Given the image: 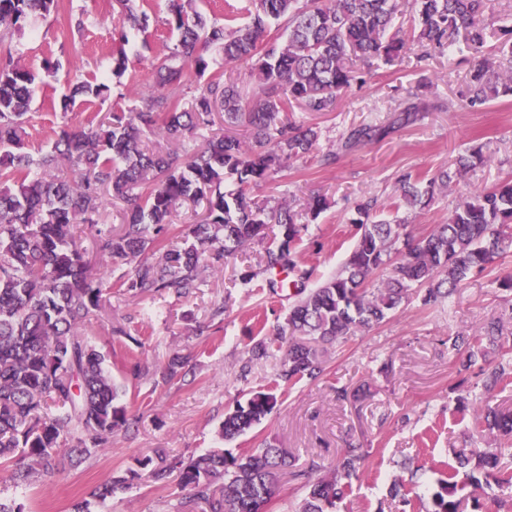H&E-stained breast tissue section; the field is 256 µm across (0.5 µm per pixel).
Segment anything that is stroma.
<instances>
[{
    "label": "stroma",
    "mask_w": 512,
    "mask_h": 512,
    "mask_svg": "<svg viewBox=\"0 0 512 512\" xmlns=\"http://www.w3.org/2000/svg\"><path fill=\"white\" fill-rule=\"evenodd\" d=\"M59 4L58 12L29 23L23 34L5 38L32 69H40L47 57L61 63L54 78L36 85L27 126V150L35 157L50 150L59 126L86 127L115 107L133 104L151 81L152 59L170 42L164 24L167 0H138L137 9L150 17L145 33L128 28L114 0ZM77 19L83 20V29L74 28ZM397 23L409 39L403 59L391 64L371 61L367 84L349 88L335 111L320 114L296 107L291 117L317 127L320 146L326 150L336 149L352 126L387 124L407 99L427 105V112L382 141L338 152L334 165L325 167L314 159L289 163L270 184L255 191L258 198L284 197L298 207L313 191L326 194L329 207L311 222L296 254L300 266L313 270L318 281L340 268L355 243L351 219L356 203L369 196L382 201L393 197L401 173H436L477 146L492 158L436 194L429 206L386 212V219L404 220L408 232L418 238L446 223L470 190L512 177V97L470 110L461 93L472 58L445 52L417 68L419 47L412 40L411 14L399 15ZM122 29L128 35L124 47L129 65L118 78L112 73L113 55ZM86 79L108 83L112 95L103 101L80 100L73 110L61 112L62 94ZM263 252L258 243L244 247L222 272L209 277L201 293L186 300L107 295L87 333L105 353L122 387L119 401L137 416L136 426L115 433L106 449L81 462L64 463L55 476L27 486H15L0 469V500L21 502L27 512H71L81 502L87 503L88 512H175L184 489L156 486L145 473L115 497L100 501L91 493L133 466L135 458L157 448L187 458L221 445L236 454L267 442L287 449L298 463L312 459L327 469L352 443L365 448L368 456L350 495L337 503L335 512H395L389 490L401 480L409 484L414 512H429L453 449L471 443L495 447L493 436L475 430V408L483 400L512 407V387L490 394L475 389L467 407L458 409L459 368L466 353L452 343L457 335L480 331L496 318L504 326L505 343L512 346V293L496 285L498 279L512 276V252L491 272L464 281L454 296L432 305L411 296L371 330L330 348L320 380L282 391L276 408L260 425L222 443L218 429L225 413L251 393L271 388L283 360L278 350L267 361L248 363V349L258 334H271L284 324L292 303L291 289L270 293L265 275L259 274ZM246 271L254 278L245 286L240 275ZM220 304L226 307L223 321H211L212 309ZM200 324L208 325V335H196ZM118 325L142 330L141 343L118 342L111 333ZM176 352L189 355L187 374L162 383V366ZM386 362L390 372L380 373ZM134 366L139 375L131 374ZM364 383L370 386V399L355 404L338 398V391Z\"/></svg>",
    "instance_id": "1"
}]
</instances>
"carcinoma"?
<instances>
[{
    "mask_svg": "<svg viewBox=\"0 0 512 512\" xmlns=\"http://www.w3.org/2000/svg\"><path fill=\"white\" fill-rule=\"evenodd\" d=\"M116 3L132 28L147 32L149 16L137 12L133 0ZM406 4L414 10L422 59L461 42L476 60L465 93L469 107L512 95V74L503 78L490 70L489 33L498 34L499 49H512V27L496 26L491 0H258L236 28L207 23L197 0H169L165 25L172 41L151 61L142 105L117 109L87 128L61 126L52 150L35 159L26 151V124L37 74L12 47L0 48V468L11 471L15 485L59 471L65 458L107 447L112 434L135 422L118 401L104 355L86 336L112 278L105 269L93 271L79 243L80 225L94 232L102 259L131 266L118 287L177 301L197 295L207 276L223 270L239 249L263 242L267 226L276 225L281 239L265 248L262 267L294 276L296 300L285 324L274 330L280 339L289 336L277 374L285 385L321 377L328 348L383 322L413 293L423 292L425 305L448 297L512 248V180L475 189L448 213V223L421 238L404 232L399 221L376 219L377 200L369 197L356 205L357 218L351 220L358 234L353 251L336 273L307 289L314 270L299 268L294 250L326 198L318 193L296 210L286 200L272 205L253 197V189L268 184L287 162L317 156L325 165L335 162L333 151L318 154L317 128L291 120L288 112L295 105L305 112H333L343 91L367 82L354 60L403 58L406 41L395 19ZM56 8L57 0H0V29L20 32L32 17ZM210 48L221 50L226 64L252 61L256 87L246 98L224 73L215 72L185 107L181 94L204 76ZM111 93L106 83L80 81L60 109L65 113L78 98L103 101ZM424 111L410 103L388 125L354 126L340 150L380 140ZM216 113L228 126L248 127L252 140L213 134L183 161L144 145L147 132L178 139L211 126ZM60 159L71 167V178L51 174ZM488 162L476 147L452 171L430 178L407 172L390 206L424 207L436 191ZM228 178L234 179L231 190L224 189ZM108 195L125 204L123 229L116 233L98 222ZM188 203L203 207V221L190 225L181 243L158 259L146 257L169 233L173 212ZM502 335L501 322L491 320L477 333L456 337L468 349L463 370L478 357L498 359L491 371L475 373L486 392L512 385V351L501 343ZM249 354L251 363L264 360L272 343L259 340ZM186 364L187 357L171 355L163 379L181 378ZM277 404L270 390L253 393L224 415L221 438L247 434ZM474 422L481 433L512 435V410L479 405ZM507 456L512 458V448L455 450L456 465L438 481L431 512H460L465 500L482 512L489 490L512 489ZM364 461L363 449L351 447L324 476L311 477L318 468L314 462L291 472L306 486L292 512H332ZM291 463L287 450L270 443L239 455L213 448L186 460L158 452L135 458V466L95 495L111 497L146 470L161 486L178 476L189 490L179 512H266Z\"/></svg>",
    "mask_w": 512,
    "mask_h": 512,
    "instance_id": "carcinoma-1",
    "label": "carcinoma"
}]
</instances>
